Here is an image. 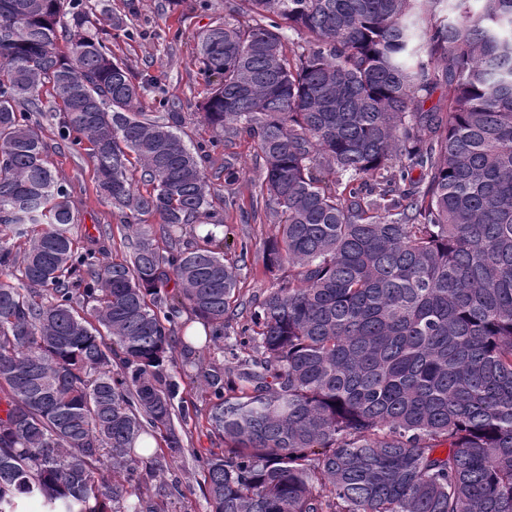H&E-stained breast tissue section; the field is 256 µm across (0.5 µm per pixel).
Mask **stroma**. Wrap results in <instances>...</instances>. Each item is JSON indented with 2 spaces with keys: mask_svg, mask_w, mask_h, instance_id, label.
Wrapping results in <instances>:
<instances>
[{
  "mask_svg": "<svg viewBox=\"0 0 512 512\" xmlns=\"http://www.w3.org/2000/svg\"><path fill=\"white\" fill-rule=\"evenodd\" d=\"M86 3L92 22L107 29V43L113 54L136 76L151 81L139 100V110L155 112L159 109V99L174 101L183 115L187 141L211 145L212 140H217V132L204 122L201 114L209 87L199 72L196 43L200 31L224 16L226 0H208L209 8L205 11L190 9L186 0H86ZM116 16L123 18V29H113L112 19ZM40 123L48 146V160L67 186L78 212V222L72 228L74 238L83 247L98 242L103 260L125 261L133 250L135 232L127 227L126 216L113 210L99 194L90 157L82 148L61 140L56 120L44 117ZM228 154L235 156L239 172L238 181L230 187L214 176ZM260 168L254 143L244 135L212 147L206 164L215 197L221 199L230 193L235 196V206L224 211V232L231 250H238L243 241L251 246L236 292L240 306L235 322L239 325L248 321L251 309L263 300L273 281L298 278L296 269L285 267L270 273L263 265V243L275 234L276 228L269 211L252 208ZM179 383L181 396L193 403L196 411L188 421L176 424L185 452L172 461L169 472L190 473L188 501L195 512H205V486L201 474L194 470L191 451L216 448L220 442L209 434L206 404L191 377H182Z\"/></svg>",
  "mask_w": 512,
  "mask_h": 512,
  "instance_id": "1",
  "label": "stroma"
}]
</instances>
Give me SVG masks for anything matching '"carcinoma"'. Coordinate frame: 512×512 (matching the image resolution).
I'll return each mask as SVG.
<instances>
[{"label": "carcinoma", "mask_w": 512, "mask_h": 512, "mask_svg": "<svg viewBox=\"0 0 512 512\" xmlns=\"http://www.w3.org/2000/svg\"><path fill=\"white\" fill-rule=\"evenodd\" d=\"M470 2L228 0L200 32L203 117L263 161L264 265L298 269L233 331L209 151L137 110L84 0L65 35L62 0H0V275L42 288L0 281V512L188 509L152 481L190 416L175 342L203 337L228 354L196 372L206 512H512V0ZM44 87L112 208L159 218L123 263L72 237Z\"/></svg>", "instance_id": "1"}]
</instances>
